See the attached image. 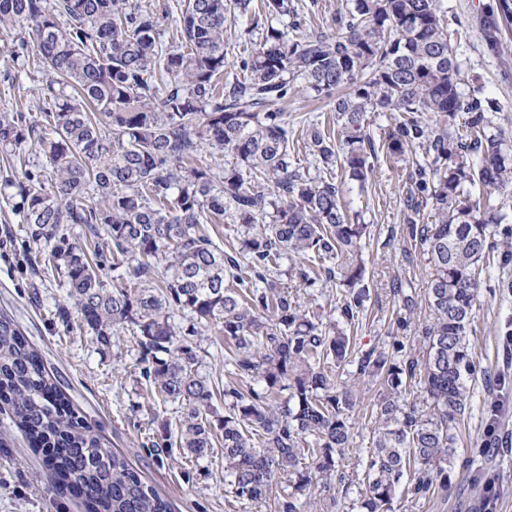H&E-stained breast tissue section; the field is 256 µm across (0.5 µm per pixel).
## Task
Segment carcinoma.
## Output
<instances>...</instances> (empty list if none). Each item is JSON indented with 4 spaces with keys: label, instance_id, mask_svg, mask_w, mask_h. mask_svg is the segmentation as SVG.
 Wrapping results in <instances>:
<instances>
[{
    "label": "carcinoma",
    "instance_id": "carcinoma-1",
    "mask_svg": "<svg viewBox=\"0 0 512 512\" xmlns=\"http://www.w3.org/2000/svg\"><path fill=\"white\" fill-rule=\"evenodd\" d=\"M262 7L270 19L294 14L289 0ZM230 11L246 15L252 0H186L164 46L159 19L130 0H0V33L18 35L12 63L46 72L34 108L0 111V147L18 173L3 189L36 245L32 271L59 280L100 341L129 331L151 395L182 405L176 443L152 447L199 459L217 428L225 497L263 502L286 476L277 512H313L312 486L345 482L356 385L380 380L356 505L394 512L402 497L447 491L457 466L478 289L490 258L512 262V145L493 126L494 101L460 89L440 0H348L315 37L270 24L240 60L243 79L220 87ZM301 89L336 112V133L307 128L316 179L296 166L288 121L275 109ZM369 112L393 114L387 155L421 151L403 204L405 235L431 268L422 357L403 336L414 299L401 284L397 335L357 350L348 334L366 309L361 252L371 228L344 209L336 170L361 184L373 174ZM460 119L463 138L449 132ZM204 148L231 161L218 171L198 164ZM477 185L498 203L475 200ZM427 207L433 221L424 224ZM225 218L238 225L234 254L203 228ZM284 258L309 287L340 280L338 320L311 316L280 286ZM207 332L229 345L215 422L216 386L200 374L194 342ZM409 388L419 399L408 400ZM0 404L49 455L51 480L65 478L91 512H171L2 317Z\"/></svg>",
    "mask_w": 512,
    "mask_h": 512
}]
</instances>
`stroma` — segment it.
Wrapping results in <instances>:
<instances>
[{"instance_id": "1", "label": "stroma", "mask_w": 512, "mask_h": 512, "mask_svg": "<svg viewBox=\"0 0 512 512\" xmlns=\"http://www.w3.org/2000/svg\"><path fill=\"white\" fill-rule=\"evenodd\" d=\"M498 2L441 0L448 32L458 48L462 90L494 99L496 125L512 139V16L499 12ZM490 25L497 29L494 47L485 36ZM261 36L252 17L238 15L229 20L224 38L232 63L224 70V81L240 77L234 58L248 55ZM41 78L39 72L19 73L12 63L0 60V109L32 102ZM279 108L288 116L297 161L303 169H311L304 146L307 121L316 116L333 123L330 106L299 94L281 102ZM411 168V160L398 161L382 153L366 184L348 179L342 187L345 208L361 212L372 229L362 252L367 269L364 284L370 291L367 315L350 331L359 349L381 346L391 332L400 306L392 293L394 283L411 287L416 320L429 318L428 263L402 232ZM28 246L14 200L0 195V316L9 318L42 355L88 421L100 426L108 445L141 471L172 512H276L272 499L258 504L226 501L221 446L198 460L151 452L161 428L176 430L180 404L149 399L129 333L107 345L78 314L61 319L65 292L58 281L32 272ZM280 271L282 285L299 294L307 310L326 320L336 319L331 302L334 283L320 280L311 287L302 285L288 260L282 261ZM471 341L477 373L470 386V410L458 428V452L463 459L482 457V476L477 479L455 469L448 497L403 498L396 501V512H482L489 481L499 492L492 512H512V265L491 268L475 307ZM0 512H85L80 499L52 491L43 455L29 447L5 411L0 412Z\"/></svg>"}]
</instances>
